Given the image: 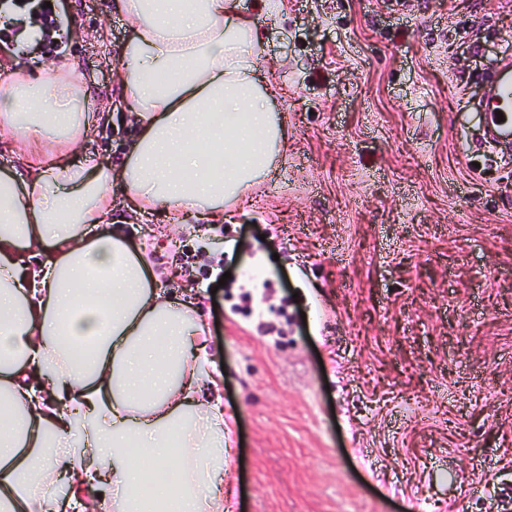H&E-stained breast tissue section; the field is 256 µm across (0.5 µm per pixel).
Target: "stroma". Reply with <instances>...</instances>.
<instances>
[{
    "instance_id": "1",
    "label": "stroma",
    "mask_w": 512,
    "mask_h": 512,
    "mask_svg": "<svg viewBox=\"0 0 512 512\" xmlns=\"http://www.w3.org/2000/svg\"><path fill=\"white\" fill-rule=\"evenodd\" d=\"M110 2L69 0L62 37L112 122L74 153L117 166L138 128ZM260 22L283 162L163 237L112 192L225 370L233 512H512V151L476 143L472 109L512 60V0H275Z\"/></svg>"
}]
</instances>
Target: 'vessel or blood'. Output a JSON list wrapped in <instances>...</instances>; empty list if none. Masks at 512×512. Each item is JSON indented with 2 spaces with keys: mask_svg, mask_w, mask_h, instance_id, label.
I'll list each match as a JSON object with an SVG mask.
<instances>
[{
  "mask_svg": "<svg viewBox=\"0 0 512 512\" xmlns=\"http://www.w3.org/2000/svg\"><path fill=\"white\" fill-rule=\"evenodd\" d=\"M483 134L505 147L512 146V62L500 65L488 75L479 102Z\"/></svg>",
  "mask_w": 512,
  "mask_h": 512,
  "instance_id": "b4317fda",
  "label": "vessel or blood"
}]
</instances>
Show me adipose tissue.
<instances>
[{
	"label": "adipose tissue",
	"instance_id": "adipose-tissue-1",
	"mask_svg": "<svg viewBox=\"0 0 512 512\" xmlns=\"http://www.w3.org/2000/svg\"><path fill=\"white\" fill-rule=\"evenodd\" d=\"M132 36L117 73L138 126L119 167L71 157L99 124L68 64L8 74L0 131V512H228L222 376L190 304L110 228L112 191L144 215L223 217L267 176L288 129L260 74L259 17L239 0H112ZM224 152V177L212 163ZM52 154L50 162L41 157ZM167 476L143 498L142 472Z\"/></svg>",
	"mask_w": 512,
	"mask_h": 512
}]
</instances>
